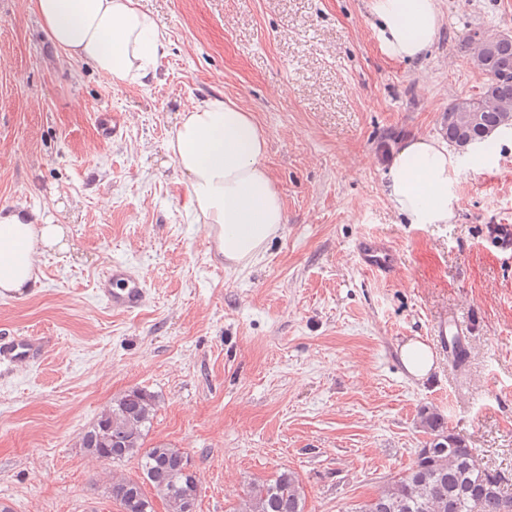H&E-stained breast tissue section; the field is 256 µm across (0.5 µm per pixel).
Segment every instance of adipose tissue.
Wrapping results in <instances>:
<instances>
[{"mask_svg": "<svg viewBox=\"0 0 512 512\" xmlns=\"http://www.w3.org/2000/svg\"><path fill=\"white\" fill-rule=\"evenodd\" d=\"M30 7L58 49L91 63L113 87L155 78L165 36L137 0H30ZM373 12L383 51L397 60L421 57L443 26L439 0H373ZM165 149L225 262L245 266L262 256L287 214L265 163V135L251 113L227 98H204L181 113ZM455 165L447 142L404 140L384 173V193L409 223H448L459 207L452 191ZM66 248L61 225L0 209V296L34 287L41 255Z\"/></svg>", "mask_w": 512, "mask_h": 512, "instance_id": "ef3b65f1", "label": "adipose tissue"}]
</instances>
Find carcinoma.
I'll list each match as a JSON object with an SVG mask.
<instances>
[{
	"instance_id": "carcinoma-1",
	"label": "carcinoma",
	"mask_w": 512,
	"mask_h": 512,
	"mask_svg": "<svg viewBox=\"0 0 512 512\" xmlns=\"http://www.w3.org/2000/svg\"><path fill=\"white\" fill-rule=\"evenodd\" d=\"M478 120L466 134L471 144H485L487 129L498 123L499 112L487 101L476 106ZM157 397L133 388L104 408L86 434L112 427L125 435L128 444L115 449L94 445L84 452L112 465L106 480L108 497L123 512H154L151 498L143 489L148 482L154 495L165 499L166 512H191L189 505L199 490L197 475H188L176 462L181 454L168 443L145 446V438L156 414ZM426 434L424 446L403 472L391 477L377 492L374 508L360 503L355 512H512V493L504 490L503 479L483 467L465 440L449 429L445 417L435 409L420 413ZM137 463L143 481L119 471L128 462ZM235 512H305V495L294 472L285 470L271 478L249 482Z\"/></svg>"
}]
</instances>
